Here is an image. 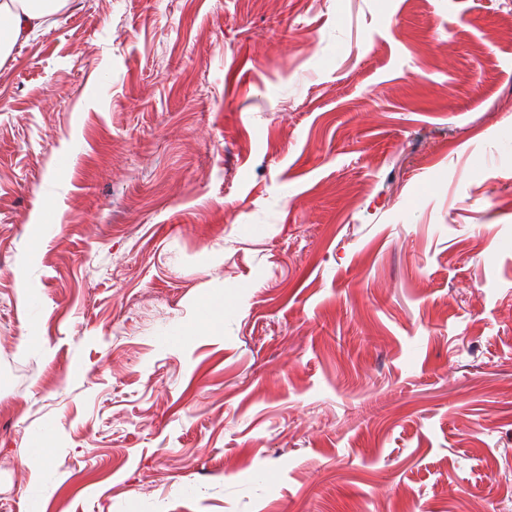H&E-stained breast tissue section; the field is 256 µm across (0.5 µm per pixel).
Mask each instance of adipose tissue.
Returning a JSON list of instances; mask_svg holds the SVG:
<instances>
[{
	"label": "adipose tissue",
	"instance_id": "ef3b65f1",
	"mask_svg": "<svg viewBox=\"0 0 512 512\" xmlns=\"http://www.w3.org/2000/svg\"><path fill=\"white\" fill-rule=\"evenodd\" d=\"M66 0H0V57L20 40L39 30Z\"/></svg>",
	"mask_w": 512,
	"mask_h": 512
}]
</instances>
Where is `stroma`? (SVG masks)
<instances>
[{
  "label": "stroma",
  "mask_w": 512,
  "mask_h": 512,
  "mask_svg": "<svg viewBox=\"0 0 512 512\" xmlns=\"http://www.w3.org/2000/svg\"><path fill=\"white\" fill-rule=\"evenodd\" d=\"M36 502L512 512V0H67L0 59ZM57 457L51 439L46 436H41L35 444L34 449L24 460V464L32 473H36L45 464L56 462Z\"/></svg>",
  "instance_id": "stroma-1"
}]
</instances>
